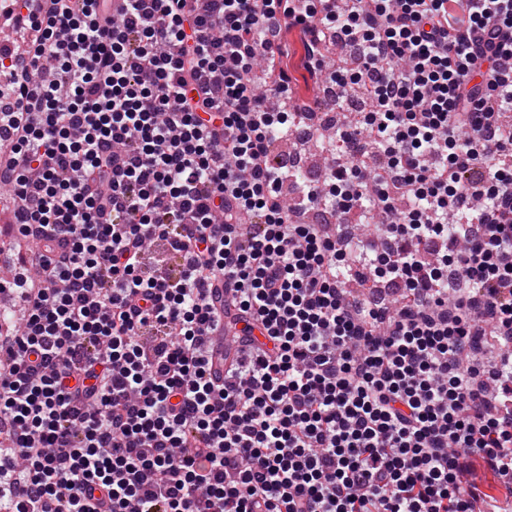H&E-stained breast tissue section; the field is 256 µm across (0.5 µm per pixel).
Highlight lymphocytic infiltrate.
<instances>
[{"mask_svg": "<svg viewBox=\"0 0 512 512\" xmlns=\"http://www.w3.org/2000/svg\"><path fill=\"white\" fill-rule=\"evenodd\" d=\"M13 23L0 186L42 255L0 327V512H488L469 449L512 490V0H39ZM313 24L309 69L358 43L328 76L374 108L290 204L271 144L308 116L282 59ZM360 142L383 170L347 163ZM357 207L392 248L302 220ZM366 278L403 304L350 295Z\"/></svg>", "mask_w": 512, "mask_h": 512, "instance_id": "obj_1", "label": "lymphocytic infiltrate"}]
</instances>
